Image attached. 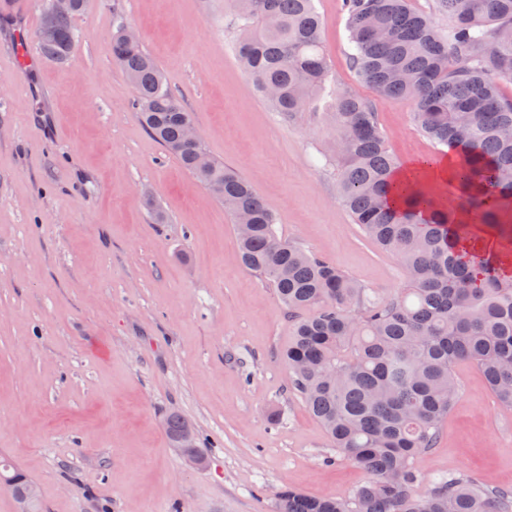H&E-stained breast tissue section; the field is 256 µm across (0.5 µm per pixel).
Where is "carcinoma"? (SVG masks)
Here are the masks:
<instances>
[{"instance_id": "obj_1", "label": "carcinoma", "mask_w": 512, "mask_h": 512, "mask_svg": "<svg viewBox=\"0 0 512 512\" xmlns=\"http://www.w3.org/2000/svg\"><path fill=\"white\" fill-rule=\"evenodd\" d=\"M448 13L440 33L410 0H342L350 61L359 78L391 100H409L421 131L450 149L463 148L442 199L427 185L410 190L404 208L387 201L398 159L389 151L376 113L345 90L328 112L336 133V186L355 222L407 272L400 295L384 299L333 263L279 237L277 219L253 186L215 160L203 164V144L186 142L194 120L165 83L158 65L112 30V57L134 85L135 109L148 132L183 167L248 222L237 232L243 264L267 282L288 310L292 333L283 358L292 386L325 427L333 447L368 475L346 499L308 496L285 488L279 512H512V491L468 477L442 478L417 493L416 460L435 447L439 426L458 398L452 365L477 363L498 401L512 407V277L477 248L464 258L459 243L477 239L463 221L512 240V0H438ZM46 7L37 48L65 64L74 47V17ZM237 56L253 85L288 120L308 112L329 78L323 20L313 0H253L250 14L231 0ZM172 445L195 431L171 414ZM30 480L0 465V484L21 512Z\"/></svg>"}]
</instances>
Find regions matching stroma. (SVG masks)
I'll use <instances>...</instances> for the list:
<instances>
[{"mask_svg":"<svg viewBox=\"0 0 512 512\" xmlns=\"http://www.w3.org/2000/svg\"><path fill=\"white\" fill-rule=\"evenodd\" d=\"M45 4L0 7V460L37 485L43 512H278L284 487L348 497L366 475L292 388L288 312L241 265L223 203L140 123L112 25L139 34L208 153L252 182L280 237L395 297L399 259L336 193L325 109L287 121L263 101L224 0H91L69 60L28 68L14 33L35 44ZM341 4L314 0L327 91L371 104L401 163L447 155L411 102L360 82ZM453 372L459 397L416 462L419 492L442 475L512 489V408L476 364ZM171 412L196 430L201 466L172 448Z\"/></svg>","mask_w":512,"mask_h":512,"instance_id":"obj_1","label":"stroma"}]
</instances>
